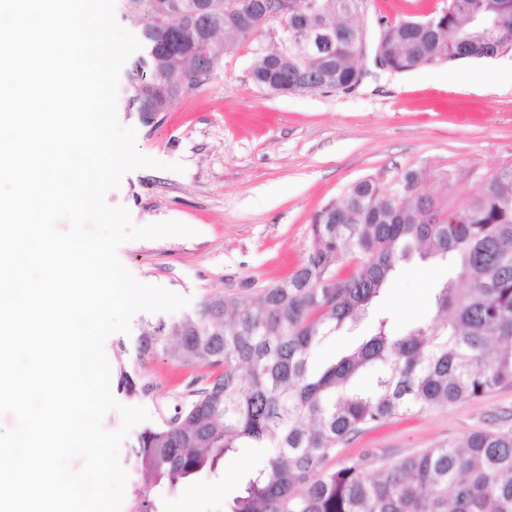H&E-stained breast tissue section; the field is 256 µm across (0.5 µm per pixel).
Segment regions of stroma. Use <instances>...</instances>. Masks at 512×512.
Masks as SVG:
<instances>
[{
  "instance_id": "obj_1",
  "label": "stroma",
  "mask_w": 512,
  "mask_h": 512,
  "mask_svg": "<svg viewBox=\"0 0 512 512\" xmlns=\"http://www.w3.org/2000/svg\"><path fill=\"white\" fill-rule=\"evenodd\" d=\"M447 2L364 0L368 54L351 92L281 95L255 84L254 60L282 36L276 22L226 55L215 76L151 123L128 111V83L119 78L118 121L135 128L138 151L161 166L124 175L107 203L126 207L137 226L177 221L196 231L126 241L117 249L123 266L142 283L189 298L193 309L215 294L256 296L304 262L314 213L351 182L372 175L387 184L420 168L430 192L457 204L477 189L475 173L511 162L512 87L497 69L512 61V50L403 72L374 64L382 23L423 19ZM447 277L444 260L401 265L376 306L409 328L433 315L432 290ZM157 319L137 313L130 333L104 342L112 371L139 374L147 383L146 393L122 403L145 408L153 425L183 401L186 384L199 375L161 351L137 358L141 328ZM480 429L512 430V386L425 413L401 412L344 445L336 458L370 454L394 462ZM259 462L244 448L175 492L152 489L158 512H225Z\"/></svg>"
}]
</instances>
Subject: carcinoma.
Returning a JSON list of instances; mask_svg holds the SVG:
<instances>
[{
	"label": "carcinoma",
	"mask_w": 512,
	"mask_h": 512,
	"mask_svg": "<svg viewBox=\"0 0 512 512\" xmlns=\"http://www.w3.org/2000/svg\"><path fill=\"white\" fill-rule=\"evenodd\" d=\"M284 2L288 19L307 13L310 26L335 30L336 40L322 56L299 45L285 57L282 46L272 47L253 65L255 83L299 92L296 71L305 67L326 89H348L362 67L358 0ZM128 3L143 46L128 106L149 123L196 64L194 31L168 45L196 0ZM252 34L223 24L209 53L220 62ZM383 36L394 71L489 58L512 47V0H448L445 10L387 26ZM425 181L408 168L388 188L372 176L351 183L313 215L312 250L290 275L257 297L215 294L192 312L142 327L138 357L161 347L187 367L210 369L189 382L188 401L136 436L132 455L151 487L172 492L237 449L255 448L261 463L230 512H512V431L476 430L389 465L366 455L333 464L338 448L404 406L426 412L512 385V162L457 206L427 193ZM426 204L453 221L422 223ZM415 254L454 259L433 316L406 332L379 317L355 348L312 368L322 339L366 319ZM347 255L363 259L362 268L342 277L337 267ZM372 369L373 383L357 384ZM117 389L136 397L148 385L122 371Z\"/></svg>",
	"instance_id": "obj_1"
}]
</instances>
